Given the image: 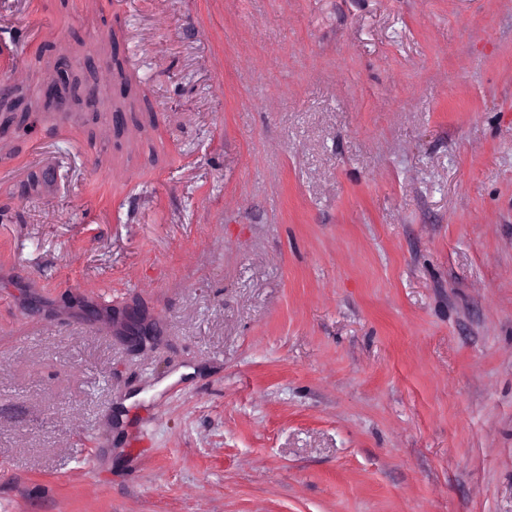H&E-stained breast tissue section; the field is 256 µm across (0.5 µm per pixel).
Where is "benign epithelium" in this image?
<instances>
[{
    "instance_id": "1",
    "label": "benign epithelium",
    "mask_w": 512,
    "mask_h": 512,
    "mask_svg": "<svg viewBox=\"0 0 512 512\" xmlns=\"http://www.w3.org/2000/svg\"><path fill=\"white\" fill-rule=\"evenodd\" d=\"M51 66L56 76L41 87L38 102L35 103L23 96L13 98L10 108L13 123L25 124L33 112H55L72 102L75 96L81 94L87 80L76 75L74 68L65 56H54Z\"/></svg>"
}]
</instances>
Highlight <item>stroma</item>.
<instances>
[{
  "label": "stroma",
  "mask_w": 512,
  "mask_h": 512,
  "mask_svg": "<svg viewBox=\"0 0 512 512\" xmlns=\"http://www.w3.org/2000/svg\"><path fill=\"white\" fill-rule=\"evenodd\" d=\"M0 46L111 92L0 116V512H512V0H0Z\"/></svg>",
  "instance_id": "stroma-1"
}]
</instances>
